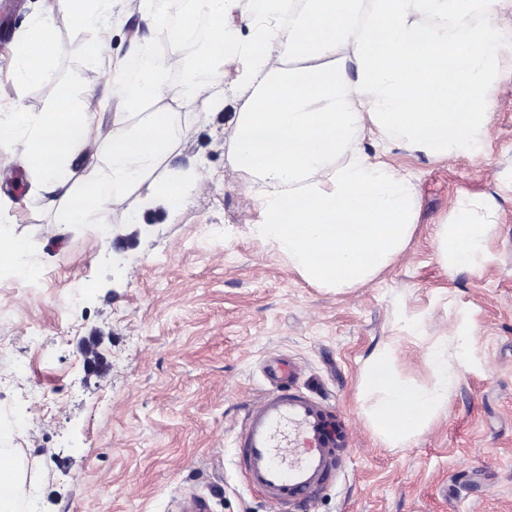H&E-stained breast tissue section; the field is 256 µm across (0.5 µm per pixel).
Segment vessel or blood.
I'll return each instance as SVG.
<instances>
[{
    "instance_id": "obj_1",
    "label": "vessel or blood",
    "mask_w": 512,
    "mask_h": 512,
    "mask_svg": "<svg viewBox=\"0 0 512 512\" xmlns=\"http://www.w3.org/2000/svg\"><path fill=\"white\" fill-rule=\"evenodd\" d=\"M297 375L286 361L267 366L269 387L248 405L233 448L251 487L275 503L306 506L335 479L350 436L323 402L291 388Z\"/></svg>"
}]
</instances>
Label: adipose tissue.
<instances>
[{
    "instance_id": "1",
    "label": "adipose tissue",
    "mask_w": 512,
    "mask_h": 512,
    "mask_svg": "<svg viewBox=\"0 0 512 512\" xmlns=\"http://www.w3.org/2000/svg\"><path fill=\"white\" fill-rule=\"evenodd\" d=\"M236 2L183 0L186 22L171 35L198 43L195 60L171 53L168 68L182 81L162 87L146 73L139 82V98H168L172 110L113 113L112 132L101 138L91 132V115L104 101L65 96L45 112L10 113L0 123V151L19 150L32 185L59 196V230L95 223L110 206H124L131 224L148 207L177 210L187 185L161 167L177 150L180 115L223 104L194 74L236 53L249 62V96L235 119L231 157L265 186L259 236L308 282L357 287L406 248L418 219L413 182L371 161L360 147L365 133L436 158L471 149L492 117L500 25L512 17V0H368L363 11L359 0H306L284 42L275 27L294 0H249L255 34L248 41L224 25ZM60 3L82 31L113 16L117 0ZM49 32L39 25L19 47L15 88L49 78ZM86 59L108 65L113 101L128 102L131 57H110L97 41ZM82 158L95 166L80 176ZM494 224L478 201L460 203L452 223L439 227L441 260L480 268ZM428 363L427 386L407 382L387 348L363 368L362 389L374 399L368 419L388 444L424 430L457 388L445 350H432Z\"/></svg>"
}]
</instances>
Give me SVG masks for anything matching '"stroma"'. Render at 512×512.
Wrapping results in <instances>:
<instances>
[{"label":"stroma","mask_w":512,"mask_h":512,"mask_svg":"<svg viewBox=\"0 0 512 512\" xmlns=\"http://www.w3.org/2000/svg\"><path fill=\"white\" fill-rule=\"evenodd\" d=\"M42 16L52 76L0 101V114L43 112L65 94L104 97L108 70L84 61L95 40L120 55L133 45L196 53L163 40L132 0L104 29L83 32L55 0H21L0 44L1 84L14 80L18 47ZM247 66L229 56L203 76L224 107L179 133L170 168L191 186L177 211L129 224L110 208L101 224L54 235L56 209L33 191L17 153L0 152V224L40 281L30 289L0 274V433L18 429L7 452L26 468L16 512H182L192 498L211 512H284L247 486L233 457L244 410L267 387L262 366L276 355L301 362L305 388L353 432L336 481L308 512H512V52L472 153L438 160L363 143L413 175L418 223L385 270L340 293L306 281L255 231L256 185L229 160ZM468 198L497 215L477 270L444 266L435 237ZM440 344L456 391L426 430L389 446L370 426L362 367L388 346L397 370L424 386ZM90 349L100 356L93 369ZM35 393L47 410L32 409Z\"/></svg>","instance_id":"1"}]
</instances>
